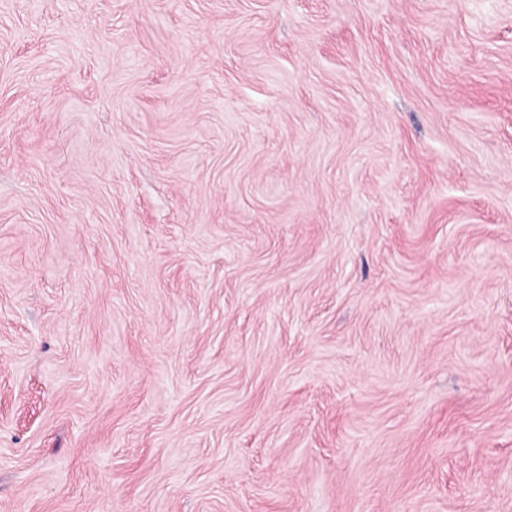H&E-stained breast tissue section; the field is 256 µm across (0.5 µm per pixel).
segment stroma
<instances>
[{"label":"stroma","instance_id":"stroma-1","mask_svg":"<svg viewBox=\"0 0 512 512\" xmlns=\"http://www.w3.org/2000/svg\"><path fill=\"white\" fill-rule=\"evenodd\" d=\"M0 512H512V0H0Z\"/></svg>","mask_w":512,"mask_h":512}]
</instances>
